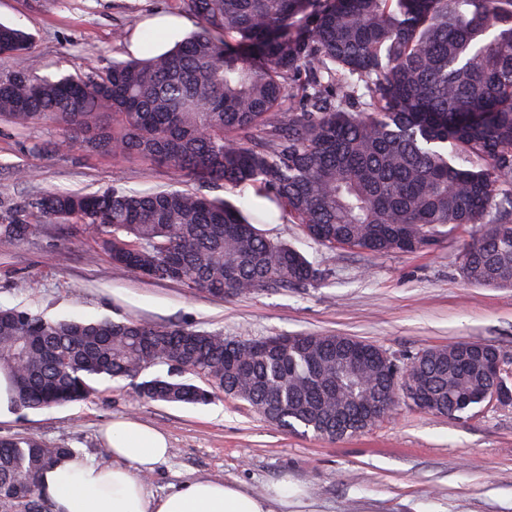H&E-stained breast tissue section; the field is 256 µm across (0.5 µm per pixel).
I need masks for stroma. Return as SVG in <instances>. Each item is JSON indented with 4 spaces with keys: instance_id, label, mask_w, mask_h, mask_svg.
<instances>
[{
    "instance_id": "1",
    "label": "stroma",
    "mask_w": 512,
    "mask_h": 512,
    "mask_svg": "<svg viewBox=\"0 0 512 512\" xmlns=\"http://www.w3.org/2000/svg\"><path fill=\"white\" fill-rule=\"evenodd\" d=\"M0 0V22L34 36L39 75L101 71L127 56L115 28L142 29L172 12L171 0ZM59 135L51 123L17 129L0 124V198L22 200L53 190L95 192L112 184L134 191L178 185L171 170L135 158L114 159L73 146L33 152ZM30 170L18 181L15 167ZM264 232L297 248L323 270L300 288H264L219 298L170 281H149L114 268L78 226L42 225L0 248V307L53 319L133 318L221 332L238 340L339 334L405 358L424 349L478 340L512 358V288L476 287L459 270L462 250L479 236L442 238L415 253L371 255L325 249L296 225ZM88 399L39 410L16 408L0 437H32L66 446L100 465L111 457L99 439L112 419L129 417L165 433L171 454L149 475L155 495L180 482L219 478L252 490L289 478L304 489L310 512H512V405L482 404L461 418L396 405L365 432L341 441L284 431L243 400L216 393L208 403L136 401L128 381L99 379Z\"/></svg>"
}]
</instances>
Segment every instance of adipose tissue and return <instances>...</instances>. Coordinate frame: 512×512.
Returning a JSON list of instances; mask_svg holds the SVG:
<instances>
[{"mask_svg":"<svg viewBox=\"0 0 512 512\" xmlns=\"http://www.w3.org/2000/svg\"><path fill=\"white\" fill-rule=\"evenodd\" d=\"M102 440L111 464L76 455L43 472L40 491L54 512H286L300 494L285 479L255 492L221 479L196 478L157 496L145 478L170 452L165 434L120 418L103 430Z\"/></svg>","mask_w":512,"mask_h":512,"instance_id":"1","label":"adipose tissue"}]
</instances>
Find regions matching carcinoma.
<instances>
[{
    "label": "carcinoma",
    "mask_w": 512,
    "mask_h": 512,
    "mask_svg": "<svg viewBox=\"0 0 512 512\" xmlns=\"http://www.w3.org/2000/svg\"><path fill=\"white\" fill-rule=\"evenodd\" d=\"M196 27L173 49L104 71L37 74L33 35L0 24V118L50 122L59 138L137 157L250 194L169 188L47 192L0 203V247L40 224H79L112 266L222 298L304 286L322 271L261 224H296L328 250L414 252L482 232L460 257L465 281L512 288V0H174ZM382 350L351 336L239 341L138 320H53L0 308V370L28 409L87 398L99 378L140 400L205 404L213 393L156 377L178 364L270 424L343 439L371 427L395 393ZM431 412L459 418L512 387L462 343L400 364ZM75 450L0 438V512H52L41 474Z\"/></svg>",
    "instance_id": "carcinoma-1"
}]
</instances>
